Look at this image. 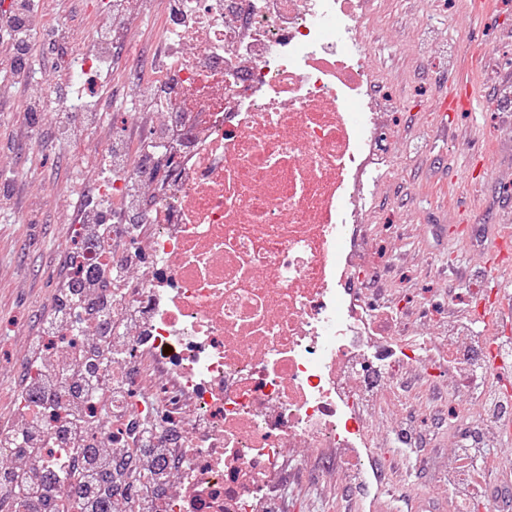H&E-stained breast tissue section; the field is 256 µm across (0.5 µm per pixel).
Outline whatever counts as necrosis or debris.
<instances>
[{
    "label": "necrosis or debris",
    "mask_w": 512,
    "mask_h": 512,
    "mask_svg": "<svg viewBox=\"0 0 512 512\" xmlns=\"http://www.w3.org/2000/svg\"><path fill=\"white\" fill-rule=\"evenodd\" d=\"M161 29L175 62L155 92L166 104L149 138L169 148L167 173L139 156L133 220L149 237L126 286L118 347L92 330L60 332L49 354L117 349L130 374L125 421L89 403L86 440L109 452L157 448L169 457L154 512H279L295 475L344 466L365 485L362 452L404 337L372 349L345 309L375 273L373 246L344 254L346 200L380 135L366 65L367 15L351 0H173ZM449 374L476 364L486 381L465 451L496 460L512 438V388L491 384L512 360V337H449Z\"/></svg>",
    "instance_id": "1"
}]
</instances>
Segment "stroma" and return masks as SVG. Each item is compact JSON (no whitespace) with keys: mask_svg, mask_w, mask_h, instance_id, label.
<instances>
[{"mask_svg":"<svg viewBox=\"0 0 512 512\" xmlns=\"http://www.w3.org/2000/svg\"><path fill=\"white\" fill-rule=\"evenodd\" d=\"M38 23L65 25L70 52L96 51L95 36L112 0H43ZM165 0H149L142 23L125 43L112 47V68L97 78L95 97L112 101L105 117L61 138L53 118L34 135L23 134V97L2 91L0 74V185H12L17 201L0 212V425L20 420V396L28 374L26 339L35 335L50 297L75 252L78 203L99 183L97 162L110 139L137 145L157 113L125 112L126 74L132 62L150 69L165 14ZM366 64L399 107L380 142L391 147V166L366 194L359 229L375 246V280L419 344V367L404 371L403 396L418 400L417 382L428 381L438 401L428 427L434 451L419 472L410 450L392 447L386 407L371 428L374 445L391 466V484L371 479V492L345 501L334 496L343 472L296 482L287 512H448V456L458 436L448 430V350L430 352L426 338L444 336L453 322H472L489 336L512 335V272L498 278L497 318L473 319V276L485 269L491 238L512 233V112L502 107L512 86V0H487L476 15L468 0H373ZM471 84L470 111L441 114L438 102L455 82ZM474 179H464L470 164Z\"/></svg>","mask_w":512,"mask_h":512,"instance_id":"1","label":"stroma"}]
</instances>
